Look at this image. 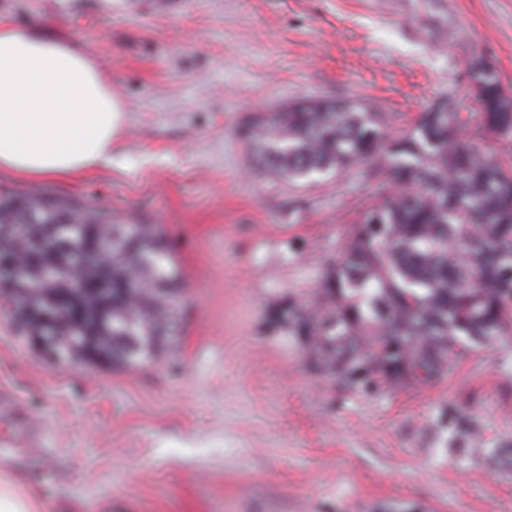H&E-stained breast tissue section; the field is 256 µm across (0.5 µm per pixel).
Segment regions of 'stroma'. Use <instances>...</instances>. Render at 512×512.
I'll return each instance as SVG.
<instances>
[{"label":"stroma","mask_w":512,"mask_h":512,"mask_svg":"<svg viewBox=\"0 0 512 512\" xmlns=\"http://www.w3.org/2000/svg\"><path fill=\"white\" fill-rule=\"evenodd\" d=\"M47 25L123 100L109 164L48 193L159 225L183 312L157 364L49 360L0 305V462L46 512H512V338L440 379L372 392L322 379L272 315L314 303L379 197L350 171L295 186L240 129L313 98L392 132L440 104L477 142L473 68L512 89V0H0Z\"/></svg>","instance_id":"obj_1"}]
</instances>
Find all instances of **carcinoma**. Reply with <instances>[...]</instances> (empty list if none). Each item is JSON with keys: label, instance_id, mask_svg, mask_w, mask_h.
Returning <instances> with one entry per match:
<instances>
[{"label": "carcinoma", "instance_id": "1", "mask_svg": "<svg viewBox=\"0 0 512 512\" xmlns=\"http://www.w3.org/2000/svg\"><path fill=\"white\" fill-rule=\"evenodd\" d=\"M476 98L480 127L494 137L485 146L460 140L458 113L447 106L399 136L389 135L379 112L322 98L242 128L257 164L290 183L358 168L389 182L383 200L350 225L317 303L290 301L281 315L338 385L373 391L432 382L466 346L512 335V96L492 75ZM2 225L12 234L0 263L38 239L43 269L66 257L81 282L90 270L79 255L101 233L115 237L112 291L79 288L48 307L62 342L55 359L83 353L102 308L89 354L95 364L146 365L177 336L181 274L155 225L121 224L57 196L0 192ZM0 297L11 307L43 299L19 298L2 284Z\"/></svg>", "mask_w": 512, "mask_h": 512}]
</instances>
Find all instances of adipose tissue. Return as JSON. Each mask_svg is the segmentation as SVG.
Wrapping results in <instances>:
<instances>
[{"mask_svg": "<svg viewBox=\"0 0 512 512\" xmlns=\"http://www.w3.org/2000/svg\"><path fill=\"white\" fill-rule=\"evenodd\" d=\"M124 105L92 60L47 29L0 22V172L27 184L75 180L108 163ZM0 512H45L0 466Z\"/></svg>", "mask_w": 512, "mask_h": 512, "instance_id": "adipose-tissue-1", "label": "adipose tissue"}]
</instances>
